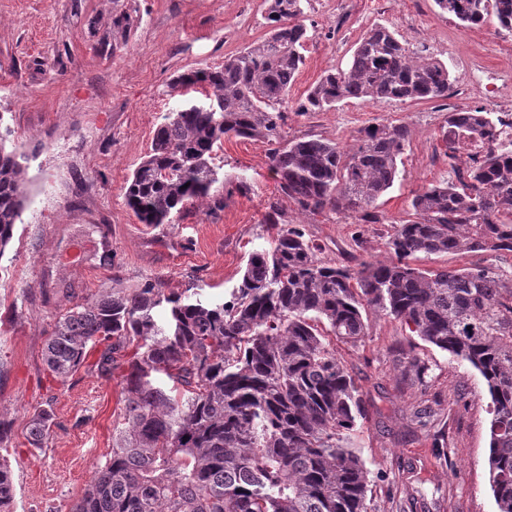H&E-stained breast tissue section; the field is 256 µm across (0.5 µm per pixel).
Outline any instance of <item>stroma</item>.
I'll return each mask as SVG.
<instances>
[{
	"instance_id": "stroma-1",
	"label": "stroma",
	"mask_w": 512,
	"mask_h": 512,
	"mask_svg": "<svg viewBox=\"0 0 512 512\" xmlns=\"http://www.w3.org/2000/svg\"><path fill=\"white\" fill-rule=\"evenodd\" d=\"M267 0H0V137L22 155L28 198L0 255V418L16 512H65L91 484L112 446L124 400L120 375L101 376L92 349L67 382L42 351L73 303L110 287L159 277L205 300L227 297L249 252L269 247L278 200L285 223L321 245L320 257L354 267L385 260L393 225L411 219L415 194L452 178L441 128L449 112L483 107L512 116V32L495 17L462 28L434 0H310L305 63L290 89L297 103L328 71L344 68L361 35L382 24L446 64L445 99L349 101L289 113V137L314 136L350 151L360 129L403 123L409 145L376 224L345 212L304 214L280 196L267 144L229 137L218 150L213 192L223 209L187 204L173 223L151 227L125 204L133 170L163 115L196 100L170 95L178 75L220 68L269 32ZM422 269L495 267L512 277V252L422 255ZM357 345H336L367 417L348 441L369 471L372 512H496L488 481L490 396L471 365L376 311ZM427 367L424 376L409 359ZM54 412L47 446L27 441L30 413Z\"/></svg>"
}]
</instances>
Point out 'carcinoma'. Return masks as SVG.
Wrapping results in <instances>:
<instances>
[{
	"label": "carcinoma",
	"mask_w": 512,
	"mask_h": 512,
	"mask_svg": "<svg viewBox=\"0 0 512 512\" xmlns=\"http://www.w3.org/2000/svg\"><path fill=\"white\" fill-rule=\"evenodd\" d=\"M463 26L493 14L512 31V0H435ZM309 0H270L266 38L220 69L179 75L176 92L199 85L209 105L175 109L155 129L151 150L125 191L143 224H169L188 203L224 199L215 147L231 135L271 146L281 193L303 213L349 212L379 222L377 201L398 176L409 143L404 124L359 131L352 153L338 144L286 135L288 91L304 65ZM441 61L411 49L384 25L358 40L349 66L324 75L296 111L344 101H427L448 96ZM486 108L453 111L441 137L448 158L485 142L455 178L412 199L415 219L393 226L390 258L338 266L321 247L283 225L271 247L248 254L222 302L167 291L159 278L104 289L62 314L45 341L47 369L66 381L101 345L97 370H122L124 427L69 512H371L368 472L347 447L364 418L362 395L331 340L356 344L369 309L405 323L424 341L468 362L491 400L489 484L497 512H512V280L491 266L421 270L420 254L512 252V136ZM27 201L26 173L0 140V257ZM131 358L125 352L131 343ZM51 406L28 422V443L44 448ZM11 466L0 456V512H14Z\"/></svg>",
	"instance_id": "obj_1"
}]
</instances>
